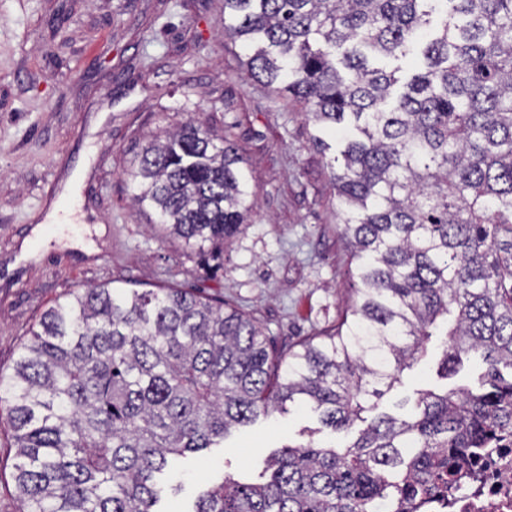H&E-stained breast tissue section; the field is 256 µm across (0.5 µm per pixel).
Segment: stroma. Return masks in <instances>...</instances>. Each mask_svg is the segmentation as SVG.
<instances>
[{
  "label": "stroma",
  "instance_id": "1",
  "mask_svg": "<svg viewBox=\"0 0 512 512\" xmlns=\"http://www.w3.org/2000/svg\"><path fill=\"white\" fill-rule=\"evenodd\" d=\"M223 18L224 0H0V374L44 310L106 283L198 289L249 314L279 352L342 321L356 262L314 128L247 74ZM194 115L230 134L256 183L250 224L215 259L154 233L129 198L147 139ZM73 178L65 220L26 257L24 239ZM352 438L309 411L259 417L176 462L184 489L160 508L187 512L227 472L260 482L283 445ZM12 443L0 423V512L19 510Z\"/></svg>",
  "mask_w": 512,
  "mask_h": 512
}]
</instances>
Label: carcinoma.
Segmentation results:
<instances>
[{
  "label": "carcinoma",
  "mask_w": 512,
  "mask_h": 512,
  "mask_svg": "<svg viewBox=\"0 0 512 512\" xmlns=\"http://www.w3.org/2000/svg\"><path fill=\"white\" fill-rule=\"evenodd\" d=\"M250 75L307 112L359 283L332 332L276 352L255 320L187 288L74 292L46 309L0 406L20 512H157L172 460L289 407L347 432L286 445L268 479L231 476L191 512H415L448 495L455 458L512 433V0H224ZM166 239L216 254L249 223L235 142L192 118L127 171ZM473 388L420 389L365 414L425 364ZM483 371L481 361L473 356L463 358V365L458 372L448 378V388L474 386Z\"/></svg>",
  "instance_id": "1"
}]
</instances>
